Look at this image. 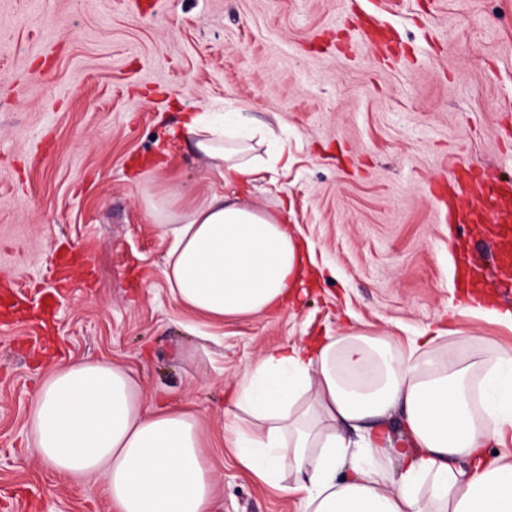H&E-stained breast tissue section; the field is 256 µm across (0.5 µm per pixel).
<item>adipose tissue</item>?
I'll use <instances>...</instances> for the list:
<instances>
[{
  "label": "adipose tissue",
  "mask_w": 512,
  "mask_h": 512,
  "mask_svg": "<svg viewBox=\"0 0 512 512\" xmlns=\"http://www.w3.org/2000/svg\"><path fill=\"white\" fill-rule=\"evenodd\" d=\"M183 128L223 189L179 224L163 221L177 198L146 199L169 243L172 299L212 322L286 307L305 289L310 256L283 216L232 193L287 170L275 129L214 112L187 113ZM479 342L462 338L452 356L434 336L401 348L349 328L312 347L269 348L233 382L226 443L301 512H512V462L489 451L512 430V352L480 374L467 353ZM28 425L30 454L62 475L100 474L112 512H213L197 415L143 410L120 366L54 368L33 393Z\"/></svg>",
  "instance_id": "adipose-tissue-1"
}]
</instances>
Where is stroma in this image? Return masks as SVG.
<instances>
[{
    "label": "stroma",
    "mask_w": 512,
    "mask_h": 512,
    "mask_svg": "<svg viewBox=\"0 0 512 512\" xmlns=\"http://www.w3.org/2000/svg\"><path fill=\"white\" fill-rule=\"evenodd\" d=\"M211 104L279 116L288 173L240 196L287 212L321 270L298 306L221 326L170 299L145 214L148 195L220 189L176 133ZM465 170L512 177V0H0V512H111L101 479L27 451L34 387L83 359L128 370L144 407L198 414L215 512H299L227 447L224 384L354 321L512 349L493 225L444 221ZM460 261L490 315H457Z\"/></svg>",
    "instance_id": "1"
}]
</instances>
